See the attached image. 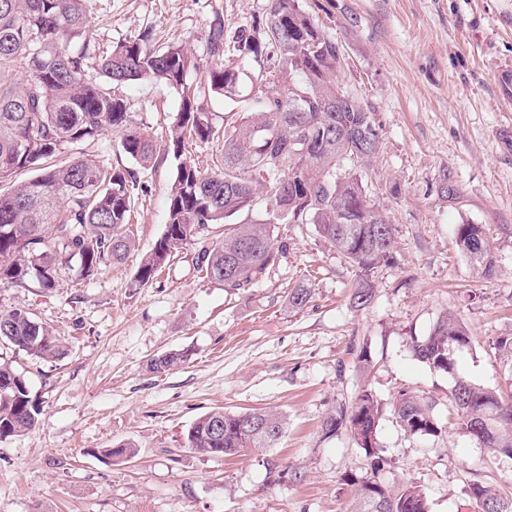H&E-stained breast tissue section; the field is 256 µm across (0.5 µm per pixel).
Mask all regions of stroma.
Segmentation results:
<instances>
[{"label": "stroma", "mask_w": 512, "mask_h": 512, "mask_svg": "<svg viewBox=\"0 0 512 512\" xmlns=\"http://www.w3.org/2000/svg\"><path fill=\"white\" fill-rule=\"evenodd\" d=\"M326 34L347 65L342 87L368 105L380 136L363 173L371 199L395 224L398 263L374 276L369 307L350 304L356 272L310 224H280L279 263L232 295L206 278L189 246L152 283L137 288L142 256L166 224L167 190L179 163L159 154L144 170L112 131L65 150L137 176L130 254L87 280L53 290L0 287V309L24 308L52 328L60 357L37 360L5 348L40 409L37 425L0 442V512H350L343 476L368 461L349 433L327 437L325 418L361 387L384 406L377 441L380 479L421 486L430 512H474L471 481L512 495V460L455 426L448 392L456 376L512 389V359L491 349L512 336V0H317ZM266 0H88L90 38L101 50L152 30L157 46L204 57L211 21L234 31ZM132 124L164 140L180 97L147 81L116 87ZM486 225L497 271L475 275L454 228ZM308 281L301 311L288 291ZM468 327L456 374L416 360L411 339L429 336L446 313ZM367 349L371 367L354 352ZM187 352L169 371L152 359ZM432 402L441 431L405 433L390 404L402 390ZM215 408L272 409L286 420L275 448L211 458L185 434ZM130 442L128 460L101 456ZM296 470L294 481L273 469Z\"/></svg>", "instance_id": "1"}]
</instances>
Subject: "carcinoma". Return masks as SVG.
<instances>
[{
  "label": "carcinoma",
  "mask_w": 512,
  "mask_h": 512,
  "mask_svg": "<svg viewBox=\"0 0 512 512\" xmlns=\"http://www.w3.org/2000/svg\"><path fill=\"white\" fill-rule=\"evenodd\" d=\"M89 24L85 0H0V70L20 73L17 80L0 79V183L19 169L36 172L0 191V284L23 287L35 280L49 291L67 272L84 280L106 262L122 261L133 246L125 226L134 176L85 157L59 162L58 156L108 129L121 134L123 151L143 169L161 150L181 156L188 138L208 143L216 128L204 101L214 93L234 100L243 63L252 60L258 70L248 75L249 110L230 107L224 117L223 165L209 170L190 159L180 162L167 195L165 231L144 257L134 287L147 285L172 256L198 244L209 225L222 224L224 241L199 250L200 270L235 295L277 263L275 224L286 220L313 225L355 269L352 306L367 307L374 274L397 264L394 225L371 203L362 176L378 153L379 133L370 109L342 90L338 76L345 57L304 0H267L261 16L231 34L214 19L203 69L180 46L152 48L149 31L102 56L87 37ZM91 68L105 81L90 78ZM200 70L203 78L189 83L190 73ZM142 80L163 82L181 97L163 145L130 125L126 102L112 91L114 84ZM262 193L273 209L258 219L253 214ZM455 240L481 276L495 272L484 225H456ZM312 293L304 284L289 289V308L302 310ZM0 344L35 359L63 354L52 331L22 307L0 311ZM470 344L466 326L446 314L410 349L428 367L455 372L454 354ZM180 361L179 353L165 354L152 359L150 369L161 374ZM451 392L457 428L512 459V393L505 397L460 376ZM38 415L25 378L0 362V442L35 427ZM381 416L376 395L362 387L323 422L327 434L360 427L372 436L360 446L370 472L345 476L354 492L352 512H377L383 505L389 512H429L420 486L392 490L379 479L386 463L376 437ZM393 416L410 435L440 432L431 405L412 391L398 392ZM284 428L274 411L216 408L189 427L186 443L209 457L217 448L233 456L274 447ZM468 497L480 512H512V500L490 485L469 484Z\"/></svg>",
  "instance_id": "carcinoma-1"
}]
</instances>
